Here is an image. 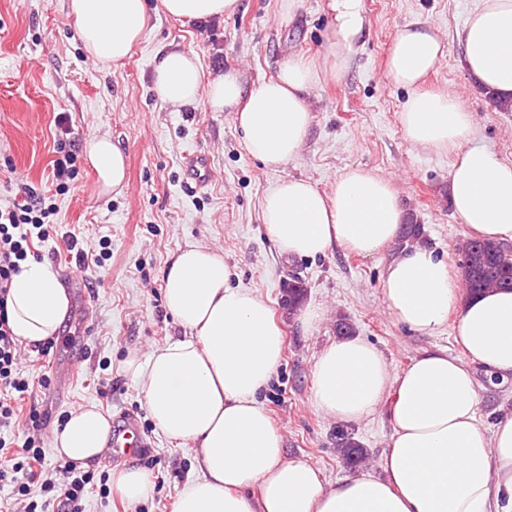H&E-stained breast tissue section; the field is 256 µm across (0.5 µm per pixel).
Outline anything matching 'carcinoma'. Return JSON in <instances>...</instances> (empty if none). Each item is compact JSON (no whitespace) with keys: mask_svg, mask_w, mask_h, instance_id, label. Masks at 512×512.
Wrapping results in <instances>:
<instances>
[{"mask_svg":"<svg viewBox=\"0 0 512 512\" xmlns=\"http://www.w3.org/2000/svg\"><path fill=\"white\" fill-rule=\"evenodd\" d=\"M457 255L465 294L512 290V250L495 242L471 238L458 245ZM283 288L291 312L306 297L307 287L302 280L293 278ZM336 447L350 465L367 459L366 451L343 430L336 432Z\"/></svg>","mask_w":512,"mask_h":512,"instance_id":"cac0c4a2","label":"carcinoma"}]
</instances>
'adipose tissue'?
Masks as SVG:
<instances>
[{"label":"adipose tissue","instance_id":"adipose-tissue-1","mask_svg":"<svg viewBox=\"0 0 512 512\" xmlns=\"http://www.w3.org/2000/svg\"><path fill=\"white\" fill-rule=\"evenodd\" d=\"M180 20L229 17L240 0H161ZM331 16L320 61L293 56L275 78L247 86L234 68L203 81L196 55L166 52L156 68L161 100L173 107L206 101L231 112L247 153L276 169L298 156L310 129L308 96L324 75H342L366 30L363 0H328ZM85 54L104 66L125 60L149 22L146 0H68ZM461 65L480 85L512 101V0H480L457 32ZM446 51L429 26L399 29L385 74L409 90L401 112L406 136L424 148L453 149L450 202L469 234L512 243V162L472 144L474 123L457 100L425 89ZM101 192L120 190L125 157L108 136L84 148ZM405 214L391 182L365 169L346 170L326 194L304 179H286L262 201V221L287 257L325 255L334 245L373 255L400 234ZM232 268L217 252L188 246L168 264L165 306L184 338L126 373L139 379L154 424L171 440L194 446L197 475L172 512H512V415L493 433L476 419L474 368L512 378V291L463 297L449 261L414 247L394 257L382 277V297L410 331L428 333L456 314L462 355L442 350L415 358L392 374L383 354L355 337L319 354L311 401L325 416L354 423L392 397L393 433L380 457L381 475L361 474L326 484L311 462L285 455L283 435L258 400L281 364L283 331L254 291L231 285ZM69 308L65 289L44 263H22L13 276L6 312L14 336L37 346L57 336ZM111 429L97 406L72 413L54 447L87 466Z\"/></svg>","mask_w":512,"mask_h":512}]
</instances>
